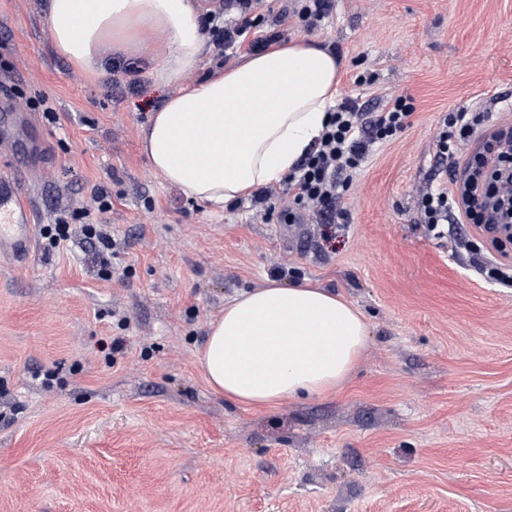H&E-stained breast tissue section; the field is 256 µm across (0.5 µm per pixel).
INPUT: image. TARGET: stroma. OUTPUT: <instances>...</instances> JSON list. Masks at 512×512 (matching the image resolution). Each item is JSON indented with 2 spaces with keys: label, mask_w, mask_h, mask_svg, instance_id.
Masks as SVG:
<instances>
[{
  "label": "stroma",
  "mask_w": 512,
  "mask_h": 512,
  "mask_svg": "<svg viewBox=\"0 0 512 512\" xmlns=\"http://www.w3.org/2000/svg\"><path fill=\"white\" fill-rule=\"evenodd\" d=\"M307 38L339 58V99L415 106L332 224L186 197L142 149L170 95L152 49L91 76L54 50L46 0H0V86L46 142L20 190L50 224L105 188L118 254L108 280L79 243L0 260V512H512V288L480 273L485 249L453 255L471 226L435 238L417 205L446 113L512 120V0H334ZM273 280L342 295L369 346L336 395L253 410L196 353Z\"/></svg>",
  "instance_id": "stroma-1"
}]
</instances>
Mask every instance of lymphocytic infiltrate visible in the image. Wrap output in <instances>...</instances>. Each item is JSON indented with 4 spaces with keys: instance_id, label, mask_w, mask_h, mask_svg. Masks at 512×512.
<instances>
[{
    "instance_id": "1",
    "label": "lymphocytic infiltrate",
    "mask_w": 512,
    "mask_h": 512,
    "mask_svg": "<svg viewBox=\"0 0 512 512\" xmlns=\"http://www.w3.org/2000/svg\"><path fill=\"white\" fill-rule=\"evenodd\" d=\"M262 0H221L218 9L207 11L204 27L213 42L233 50L249 46L261 50L281 39V26L293 21L309 32L329 14L331 0H290L274 17L260 14ZM414 112L411 97L389 99L376 111L345 101L330 113L321 137L296 171L285 180L286 189L258 195L259 203L278 201L286 223H297L303 211L335 219L341 192L352 183L373 146L395 139L410 124ZM436 156L451 171L450 184L431 182L420 194L418 205L427 229L441 237L449 224H469L484 235L493 259L484 268L488 278L512 287V252L507 245L512 233V125L493 121L491 113L461 109L445 118L435 140ZM110 197L94 189L91 206L82 208L84 222L72 231L66 218L43 225L46 252H53L81 234L93 251L91 257L100 279L112 275V235L106 225L91 222L92 211H107Z\"/></svg>"
}]
</instances>
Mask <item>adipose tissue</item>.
<instances>
[{"label": "adipose tissue", "instance_id": "ef3b65f1", "mask_svg": "<svg viewBox=\"0 0 512 512\" xmlns=\"http://www.w3.org/2000/svg\"><path fill=\"white\" fill-rule=\"evenodd\" d=\"M48 14L56 52L87 70L113 46L155 47V83L181 90L151 116L144 151L165 181L217 206L292 173L336 101L339 59L303 38L183 86L206 44L194 0H49ZM367 347V322L343 298L272 281L225 306L198 363L213 393L276 409L336 394Z\"/></svg>", "mask_w": 512, "mask_h": 512}]
</instances>
